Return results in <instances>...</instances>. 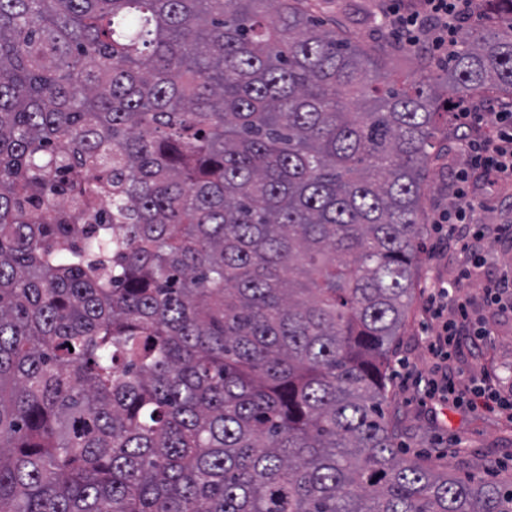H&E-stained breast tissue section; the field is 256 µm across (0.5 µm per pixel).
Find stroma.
<instances>
[{
	"label": "stroma",
	"mask_w": 512,
	"mask_h": 512,
	"mask_svg": "<svg viewBox=\"0 0 512 512\" xmlns=\"http://www.w3.org/2000/svg\"><path fill=\"white\" fill-rule=\"evenodd\" d=\"M394 2L405 12L419 13L424 9V0H312L318 17L348 29L360 44L394 40L391 30L374 23L375 17ZM465 164V156L452 151L443 165L431 170L423 185L428 218H435L455 204V175ZM473 200L479 223L512 224V181L503 179L489 186L476 180ZM461 261L447 232L426 228L417 261L418 289L390 361L389 407L403 421L401 455L437 459L462 478L478 475L494 480L512 474V422L480 408H458L439 402L414 385L416 375L437 377L445 372L464 392L473 377L487 369L501 377L504 390L512 389V316L483 306L484 279L470 281L456 292L457 297L470 301L473 311L484 318L490 329L483 345L475 353L446 363L436 361L426 349V339L438 332L439 323L424 312V290L433 282L455 278Z\"/></svg>",
	"instance_id": "obj_1"
}]
</instances>
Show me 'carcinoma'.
<instances>
[{
    "instance_id": "carcinoma-1",
    "label": "carcinoma",
    "mask_w": 512,
    "mask_h": 512,
    "mask_svg": "<svg viewBox=\"0 0 512 512\" xmlns=\"http://www.w3.org/2000/svg\"><path fill=\"white\" fill-rule=\"evenodd\" d=\"M485 2L396 87L307 0H0V512H512L386 413Z\"/></svg>"
}]
</instances>
